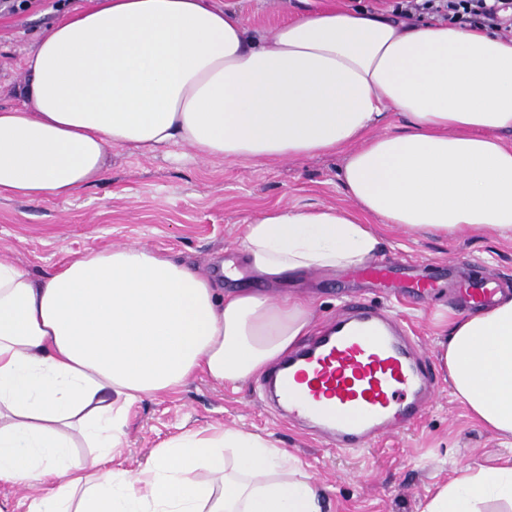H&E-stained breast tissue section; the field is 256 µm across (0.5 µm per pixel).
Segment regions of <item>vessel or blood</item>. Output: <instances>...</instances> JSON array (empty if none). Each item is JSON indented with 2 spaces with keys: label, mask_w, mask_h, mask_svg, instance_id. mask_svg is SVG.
Here are the masks:
<instances>
[{
  "label": "vessel or blood",
  "mask_w": 512,
  "mask_h": 512,
  "mask_svg": "<svg viewBox=\"0 0 512 512\" xmlns=\"http://www.w3.org/2000/svg\"><path fill=\"white\" fill-rule=\"evenodd\" d=\"M363 274L394 282L404 272L392 258L369 262ZM267 383L300 391V398L282 402L283 415L307 425L336 452L368 446L413 425L423 415L424 397L438 389L427 359L365 301L333 317L276 366Z\"/></svg>",
  "instance_id": "1"
}]
</instances>
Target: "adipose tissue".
Returning a JSON list of instances; mask_svg holds the SVG:
<instances>
[{"label":"adipose tissue","instance_id":"obj_1","mask_svg":"<svg viewBox=\"0 0 512 512\" xmlns=\"http://www.w3.org/2000/svg\"><path fill=\"white\" fill-rule=\"evenodd\" d=\"M23 107L0 110V198L67 199L109 151L180 145L261 164L341 151L356 211L276 207L239 244L254 288L141 246L108 247L42 279L0 258V512H322L324 486L261 436L176 437L130 473L112 467L132 408L192 378L235 385L312 327L287 293L309 271L373 260L361 215L415 236L460 228L512 240V37L436 18L322 7L251 32L235 5L99 0L24 61ZM395 115L406 130L378 134ZM455 396L512 437V294L450 320L438 343ZM91 458L71 453L78 442ZM207 480L196 481L197 472ZM512 512V459L469 465L420 512Z\"/></svg>","mask_w":512,"mask_h":512}]
</instances>
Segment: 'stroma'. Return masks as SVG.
Wrapping results in <instances>:
<instances>
[{"label": "stroma", "instance_id": "1", "mask_svg": "<svg viewBox=\"0 0 512 512\" xmlns=\"http://www.w3.org/2000/svg\"><path fill=\"white\" fill-rule=\"evenodd\" d=\"M323 0H239L248 28L271 33L285 20ZM89 0H60L11 15L0 11V108L22 106L24 59L37 39ZM101 182L62 199H0V257L34 276L90 249L139 245L160 250L199 272L219 277L225 262L240 263L238 242L246 224L269 207H351L339 179L340 153L254 165L207 162L172 146L149 155L112 147ZM384 236L381 258H399L412 279L438 276L432 296L397 301L385 285L362 278L357 268L311 274L297 293L310 297L316 324L356 300H370L408 328L441 384L415 426L362 450L332 452L302 426L277 417L258 379L219 386L203 376L169 397L143 398L132 410L123 448L113 465L138 470L164 442L212 426L239 428L270 439L300 459L327 488L324 512H419L433 484L468 464H495L512 457V439L476 425L454 396L437 343L445 334L438 314H452L466 284L487 279L512 293V242L467 230L443 239L411 238L383 220L369 219Z\"/></svg>", "mask_w": 512, "mask_h": 512}]
</instances>
